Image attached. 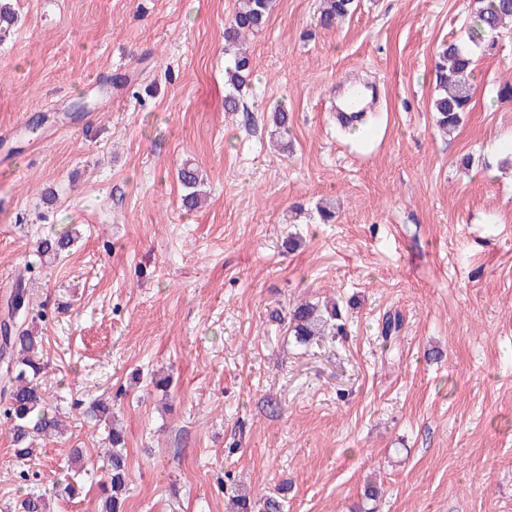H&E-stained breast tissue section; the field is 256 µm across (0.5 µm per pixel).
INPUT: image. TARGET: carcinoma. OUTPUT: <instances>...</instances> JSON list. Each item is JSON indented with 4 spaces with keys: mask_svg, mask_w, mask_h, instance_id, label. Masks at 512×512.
Listing matches in <instances>:
<instances>
[{
    "mask_svg": "<svg viewBox=\"0 0 512 512\" xmlns=\"http://www.w3.org/2000/svg\"><path fill=\"white\" fill-rule=\"evenodd\" d=\"M274 0H241L229 26L224 29V55L227 57L224 111L236 112L242 104L241 91L250 71L249 58L241 51V43L249 34L261 30L272 11ZM355 0H321L318 24L332 28L354 12ZM17 21V14L6 0H0V39L6 37ZM512 22V0H475L468 28V41L450 42L439 52L433 74L436 87L441 90L433 101V112L438 125L454 130L470 111L473 98L474 49L490 48L507 23ZM179 180L187 190L183 201L192 208L200 201L197 186L198 171L185 165L179 171ZM71 245L69 234L63 233L39 242L41 253L56 257ZM5 318L0 323V358L4 366L3 411L0 415L11 426L14 453L25 459L32 453L33 438L46 435L59 427V421L46 407L39 389V379L45 364L38 356L42 337L20 318L30 315L26 285L17 282L12 289ZM344 323L339 304L305 302L296 305L290 313V333L301 344H311L327 336L342 333ZM111 448L106 451V478L103 486L102 512H124L123 490L128 484L126 439L116 429L109 431ZM231 502L237 512H284V501L276 494L258 500L243 487L231 489Z\"/></svg>",
    "mask_w": 512,
    "mask_h": 512,
    "instance_id": "1",
    "label": "carcinoma"
}]
</instances>
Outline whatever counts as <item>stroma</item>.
Returning a JSON list of instances; mask_svg holds the SVG:
<instances>
[{"label":"stroma","mask_w":512,"mask_h":512,"mask_svg":"<svg viewBox=\"0 0 512 512\" xmlns=\"http://www.w3.org/2000/svg\"><path fill=\"white\" fill-rule=\"evenodd\" d=\"M357 3L325 30L319 0H276L246 40L241 113L224 109L237 0H11L0 307L24 275L64 430L22 460L0 421V512L38 492L100 512L95 399L126 435V512H230L236 482L283 490L288 512H512V28L476 53L446 134L432 69L470 0ZM350 81L380 89L360 140L333 111ZM186 163L204 175L191 211ZM65 231L68 252L37 255ZM328 299L344 335L296 343L291 306ZM76 448L78 491L55 497Z\"/></svg>","instance_id":"stroma-1"}]
</instances>
